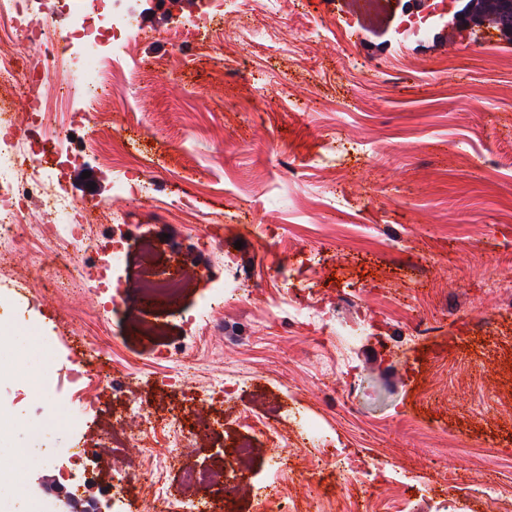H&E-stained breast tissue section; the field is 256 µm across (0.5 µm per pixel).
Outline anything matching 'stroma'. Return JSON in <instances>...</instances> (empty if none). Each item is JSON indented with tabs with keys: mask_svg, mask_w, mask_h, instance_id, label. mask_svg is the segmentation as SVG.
Instances as JSON below:
<instances>
[{
	"mask_svg": "<svg viewBox=\"0 0 512 512\" xmlns=\"http://www.w3.org/2000/svg\"><path fill=\"white\" fill-rule=\"evenodd\" d=\"M158 26L157 41L122 53L126 83L112 98V128L93 127L84 102L54 100L40 134L60 124L87 139L68 166V183L96 174L101 192L89 216L93 239H129L126 258L108 268L124 291L112 307L97 278L69 288L66 268L48 251L70 252L60 239L26 241L0 267V403L16 425L0 440V457L18 458L26 481L0 486V512H26L41 498L40 477H57L83 440L109 443L129 406L153 414L223 418L201 432L191 463L220 468L231 446L251 438L256 452L242 481L237 512H260L253 495L274 455L249 436L238 410L277 412L318 422L337 447L363 457L366 468L337 485L332 468L309 453L289 492L316 506L350 498L355 512L384 497L394 477L412 492V512H493L483 489L512 496V304L486 294L490 281L512 282V41L494 24L447 26L437 20L427 40L396 32L415 0H389L377 18L353 0H286L270 15L261 0H227L212 28L188 35L181 54L168 39L196 13L200 0H131ZM279 30L280 50L239 39L241 26ZM320 30L322 39L311 37ZM127 154L117 166L145 167L153 189L136 205L112 193L101 154L118 140ZM326 163L313 165L317 154ZM302 234L319 253L309 273L304 253L264 256L250 230ZM350 224L377 225L392 249L356 243ZM222 234L224 256L195 241ZM194 256L207 277L183 283L176 305L146 306L143 284L167 272L175 254ZM239 276L209 330L191 332L187 314L206 289ZM50 284L47 305L28 304L30 285ZM283 300L319 302L347 323H364L356 346L343 338L281 323ZM58 358L52 402L18 400L29 378H42L44 337ZM98 343L99 363L115 370L116 386L100 395L80 429L58 416L43 440L26 429L47 405L64 406L74 385L71 349ZM179 346L188 355L182 384L161 388L168 372L158 354ZM344 360L347 383L333 397L325 362ZM225 377L240 380L233 405H209L203 389ZM156 467L170 489L180 471L116 448L87 494L102 512H154L136 473ZM129 477L118 482L117 470Z\"/></svg>",
	"mask_w": 512,
	"mask_h": 512,
	"instance_id": "obj_1",
	"label": "stroma"
}]
</instances>
